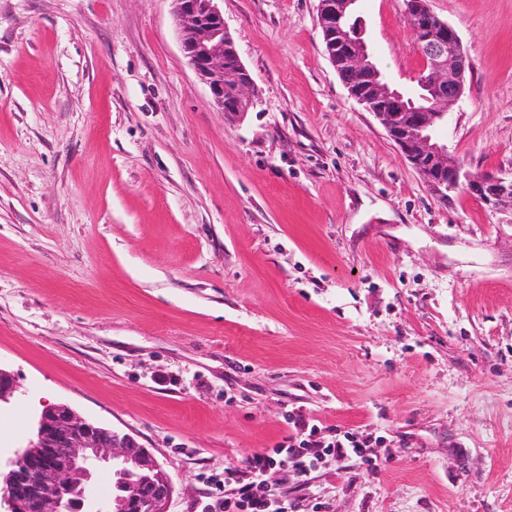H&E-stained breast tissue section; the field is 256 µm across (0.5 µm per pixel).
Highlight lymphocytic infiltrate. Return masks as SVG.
<instances>
[{"instance_id": "obj_1", "label": "lymphocytic infiltrate", "mask_w": 512, "mask_h": 512, "mask_svg": "<svg viewBox=\"0 0 512 512\" xmlns=\"http://www.w3.org/2000/svg\"><path fill=\"white\" fill-rule=\"evenodd\" d=\"M285 421L288 434L282 441L252 453L243 464H225L223 473L208 476L215 492L202 501L200 512H331L326 497L294 495L289 485H310L315 473L335 460L377 469L371 437L323 425L296 411Z\"/></svg>"}]
</instances>
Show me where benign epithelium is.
I'll return each mask as SVG.
<instances>
[{
	"label": "benign epithelium",
	"instance_id": "7a95c632",
	"mask_svg": "<svg viewBox=\"0 0 512 512\" xmlns=\"http://www.w3.org/2000/svg\"><path fill=\"white\" fill-rule=\"evenodd\" d=\"M184 56L224 110L225 55H231L244 78L237 82L235 104L249 109L253 80L224 24L220 0H171ZM356 0H318L317 20L328 58L339 61L342 82L350 95L371 112L400 148L427 186L448 200L468 194L486 207L512 209V176L475 175L437 142L433 132L448 107L465 91L469 63L456 30L436 19L423 22L426 0H403L415 41L429 56L415 80L427 92L429 106L408 110L403 95L381 76L361 25L350 20ZM18 387L0 368V404L9 403ZM0 490V512H167L173 486L155 457L133 437L94 424L65 404L46 407L36 440L10 461ZM117 478L122 496H101L97 479L102 468Z\"/></svg>",
	"mask_w": 512,
	"mask_h": 512
}]
</instances>
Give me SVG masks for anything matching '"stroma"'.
Masks as SVG:
<instances>
[{
	"label": "stroma",
	"instance_id": "1",
	"mask_svg": "<svg viewBox=\"0 0 512 512\" xmlns=\"http://www.w3.org/2000/svg\"><path fill=\"white\" fill-rule=\"evenodd\" d=\"M318 0H222L255 85L220 112L171 0H0V462L44 406L131 435L197 512L299 408L383 437L335 512H512V210L440 199L329 61ZM470 60L436 129L512 173V0H430ZM388 82L425 59L357 0Z\"/></svg>",
	"mask_w": 512,
	"mask_h": 512
}]
</instances>
